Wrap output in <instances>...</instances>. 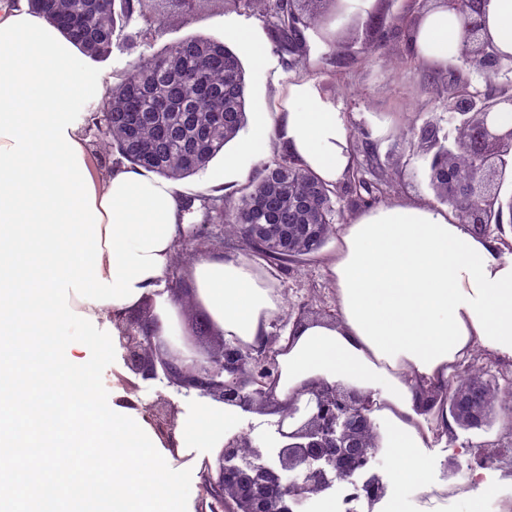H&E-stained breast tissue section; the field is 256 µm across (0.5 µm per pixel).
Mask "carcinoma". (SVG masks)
<instances>
[{
	"label": "carcinoma",
	"instance_id": "obj_1",
	"mask_svg": "<svg viewBox=\"0 0 512 512\" xmlns=\"http://www.w3.org/2000/svg\"><path fill=\"white\" fill-rule=\"evenodd\" d=\"M199 2L187 7L172 0L169 9L160 11L149 0H28L31 9L61 27L92 59L126 47L115 34L130 25L136 26L139 44L151 46L165 27L193 14ZM208 6L262 12L291 68L305 61V32L320 30L333 20L307 10L302 0H222ZM246 122V78L240 57L221 41L195 36L156 53H140L108 89L93 127L103 136L113 164L180 181L205 170ZM402 135L417 138L431 155L429 186L435 199L448 205L460 223H468L469 211L484 206L466 194L481 160L478 141L450 148L448 137L440 135L432 120ZM364 153L365 161L355 160L344 182L329 184L284 148L263 165L239 199L205 198L204 221L225 225L245 251L270 260L290 263L313 256L335 234L343 194L352 193L373 205L393 187L392 174L379 165L375 182L363 178L364 165L377 161L370 144H365ZM445 400L450 416L464 429L474 428L470 411L475 410L483 413L484 426L498 420L512 430V384L486 380L482 369L472 364L448 381ZM370 411L368 403L357 438L375 448L379 426Z\"/></svg>",
	"mask_w": 512,
	"mask_h": 512
}]
</instances>
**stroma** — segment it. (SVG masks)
<instances>
[{
    "label": "stroma",
    "instance_id": "stroma-1",
    "mask_svg": "<svg viewBox=\"0 0 512 512\" xmlns=\"http://www.w3.org/2000/svg\"><path fill=\"white\" fill-rule=\"evenodd\" d=\"M437 0H353L343 20L345 30L341 50L350 61L343 72H336L327 57L329 46L323 36L307 32V59L304 66L289 68L288 58L277 48L269 50L270 61L260 66L244 59L246 72V112L255 117L263 112L279 116L284 110L283 89L297 79L311 81L323 97L340 103L352 132L350 149H360L368 142L378 152L394 178V186L386 195L385 204L398 201L433 203L429 186L430 158L417 139L400 138L399 131L410 122L434 119L440 127L448 125V105L444 87H428L426 67L411 56L407 44L411 26L405 14L420 16ZM371 12L382 13L388 32L379 49H368L361 27ZM254 26L262 40L270 42L271 30L258 12L251 10L203 11L191 19L168 27L161 39L171 44L186 37L201 36L229 41L232 27ZM261 162L248 161L233 175H225L223 157H216L202 172L181 180L182 196L203 199L210 195L240 197L249 181L258 175ZM336 249L335 240H328L314 257L285 266L260 260L259 265L283 301V311L273 321L271 332L285 335L298 313L322 318L333 312L335 293L328 261ZM435 447V465L430 482L433 488L448 491V499L436 504L422 498L409 487L404 491L408 512H468L469 498L484 497V512H512V431L501 423L481 430L429 424ZM497 449L494 458L483 461L476 454L477 446ZM481 471L483 485H472L469 491L454 493L455 485L468 482L469 474Z\"/></svg>",
    "mask_w": 512,
    "mask_h": 512
}]
</instances>
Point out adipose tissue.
<instances>
[{
    "label": "adipose tissue",
    "mask_w": 512,
    "mask_h": 512,
    "mask_svg": "<svg viewBox=\"0 0 512 512\" xmlns=\"http://www.w3.org/2000/svg\"><path fill=\"white\" fill-rule=\"evenodd\" d=\"M485 36L512 58V0H484ZM462 21L440 4L418 21L415 55L460 62ZM81 48L45 16L0 5V512H187L198 494L175 467L188 448H222L239 406L199 398L166 445L142 411L104 404L95 362L114 353L118 324L155 293L184 230L181 187L146 171L90 166L86 108L105 97ZM323 181L352 166L348 125L314 84L288 87V110L262 114L224 157L225 173L264 157L273 134ZM336 313L307 319L277 343V401L314 380L369 395L397 487L426 490L429 398L474 348L512 359V256L445 208L396 202L344 225L330 261ZM192 295L225 341H266L281 298L239 255L199 257ZM81 324V341L70 328Z\"/></svg>",
    "instance_id": "1"
}]
</instances>
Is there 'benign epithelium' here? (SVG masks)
<instances>
[{
  "instance_id": "obj_1",
  "label": "benign epithelium",
  "mask_w": 512,
  "mask_h": 512,
  "mask_svg": "<svg viewBox=\"0 0 512 512\" xmlns=\"http://www.w3.org/2000/svg\"><path fill=\"white\" fill-rule=\"evenodd\" d=\"M463 27L471 43V61L479 69L498 73L512 63L502 62L482 35L479 13L464 8ZM451 111L463 114L456 126L465 134L480 132L488 152L470 191L498 200L504 172L512 158V127L493 129L488 118L512 94L481 95L458 89L452 92ZM127 368L144 380L164 376L169 383L251 413H265L271 403L266 387L273 383L276 352L268 346L242 349L220 343L202 359L187 360L165 345L154 342L152 318L128 315L122 323ZM229 379H224V375ZM364 395L345 391L336 383L314 381L276 410L277 441L267 447L235 434L218 454L217 476H207L203 487L211 499V512H300L310 499L326 494L339 483L350 486L349 498L372 504L385 496L387 483L378 473L379 448H361L352 434L362 424ZM157 432L172 438L178 408L169 400L143 407Z\"/></svg>"
}]
</instances>
